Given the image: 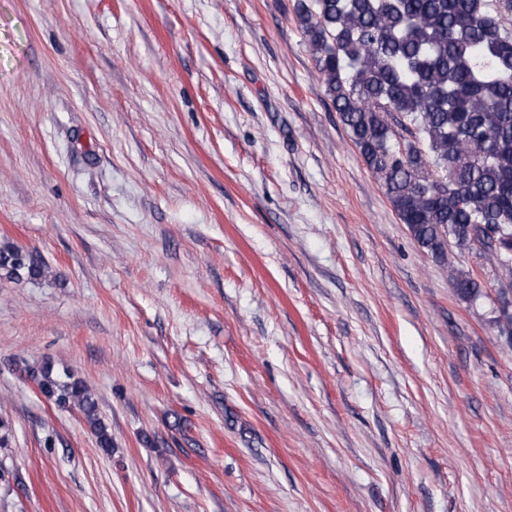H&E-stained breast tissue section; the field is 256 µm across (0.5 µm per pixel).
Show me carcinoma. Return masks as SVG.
I'll return each instance as SVG.
<instances>
[{
	"label": "carcinoma",
	"mask_w": 512,
	"mask_h": 512,
	"mask_svg": "<svg viewBox=\"0 0 512 512\" xmlns=\"http://www.w3.org/2000/svg\"><path fill=\"white\" fill-rule=\"evenodd\" d=\"M295 15L324 92L400 223L466 300L491 269L512 339V0H297ZM43 263L0 244V279L37 282ZM41 394L76 409L108 452L93 393L45 361L26 369Z\"/></svg>",
	"instance_id": "1"
}]
</instances>
